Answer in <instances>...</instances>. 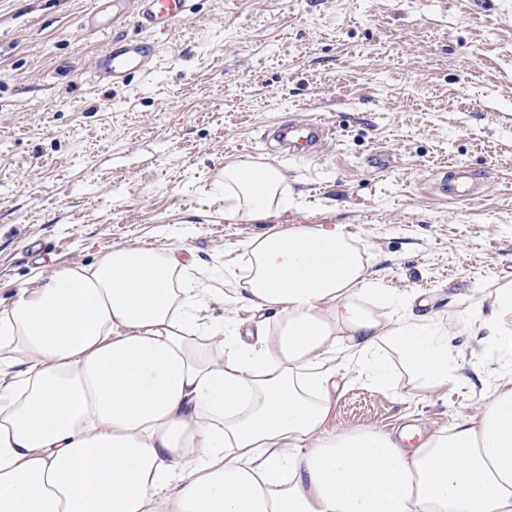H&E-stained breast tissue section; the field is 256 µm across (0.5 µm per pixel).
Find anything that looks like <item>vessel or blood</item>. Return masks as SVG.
I'll use <instances>...</instances> for the list:
<instances>
[{
    "label": "vessel or blood",
    "instance_id": "1",
    "mask_svg": "<svg viewBox=\"0 0 512 512\" xmlns=\"http://www.w3.org/2000/svg\"><path fill=\"white\" fill-rule=\"evenodd\" d=\"M194 0H94L85 17L92 30H106L131 23L138 37L124 35L112 39L93 59L90 77L94 85L118 84L134 75L151 72L158 62V39L183 25L193 13ZM274 138L296 156L316 153L325 139V127L316 120L299 119L281 123L272 129ZM439 193L462 197L473 190L469 170L457 169L437 184Z\"/></svg>",
    "mask_w": 512,
    "mask_h": 512
}]
</instances>
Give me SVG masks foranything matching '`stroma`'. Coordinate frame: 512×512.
Returning a JSON list of instances; mask_svg holds the SVG:
<instances>
[{
	"instance_id": "1",
	"label": "stroma",
	"mask_w": 512,
	"mask_h": 512,
	"mask_svg": "<svg viewBox=\"0 0 512 512\" xmlns=\"http://www.w3.org/2000/svg\"><path fill=\"white\" fill-rule=\"evenodd\" d=\"M90 0H0V308L39 272L102 248L178 247L220 263L224 320L245 246L292 226L337 224L374 277L452 323L512 280V0H195L161 37L156 68L97 87L91 62L115 32L86 31ZM314 119L329 149L294 157L263 134ZM278 165L294 206L261 221L224 215V168ZM468 166L481 191L435 192ZM462 381L427 388L401 363L381 390L338 366L332 428L449 427L499 374L472 331Z\"/></svg>"
}]
</instances>
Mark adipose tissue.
<instances>
[{
    "label": "adipose tissue",
    "instance_id": "ef3b65f1",
    "mask_svg": "<svg viewBox=\"0 0 512 512\" xmlns=\"http://www.w3.org/2000/svg\"><path fill=\"white\" fill-rule=\"evenodd\" d=\"M288 206L276 165L225 167V217ZM246 264L239 299L279 324L243 338L176 248H107L0 310V512H512L511 376L414 448L331 430L337 358L384 389L391 348L440 386L457 329L408 313L335 224L259 235ZM480 330L512 358V284Z\"/></svg>",
    "mask_w": 512,
    "mask_h": 512
}]
</instances>
